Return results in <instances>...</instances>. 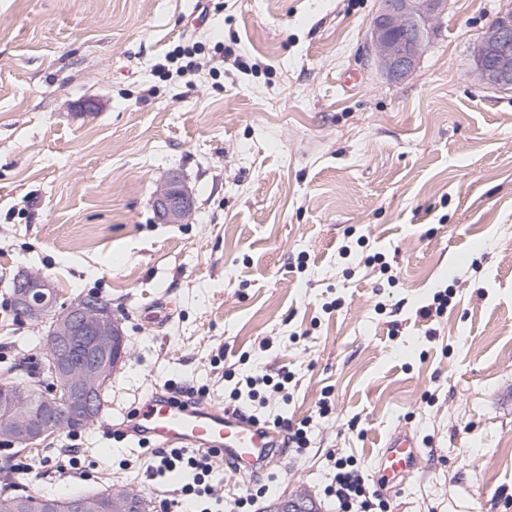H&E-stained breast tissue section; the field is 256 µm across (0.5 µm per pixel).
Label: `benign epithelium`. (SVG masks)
I'll return each instance as SVG.
<instances>
[{
    "label": "benign epithelium",
    "instance_id": "7a95c632",
    "mask_svg": "<svg viewBox=\"0 0 512 512\" xmlns=\"http://www.w3.org/2000/svg\"><path fill=\"white\" fill-rule=\"evenodd\" d=\"M448 0H379L368 35L372 60L392 82L407 79L430 46L436 21L447 11ZM475 71L486 86L512 91V12L498 16L486 28L473 53ZM153 209L163 224H183L194 209V197L176 172L166 176L153 199ZM14 301L31 323L52 321L43 346L53 371L52 382L41 398L37 391L0 387V418L23 411L24 419L0 431L5 445L28 446L38 439L57 435L65 412L82 425L96 419L94 396L105 381L108 368L101 357H124L122 322L109 305L88 299L58 303L51 280L24 271L15 280ZM140 497L127 489L94 498L83 494L69 501L72 512H132ZM270 512H314L304 499L285 497L273 503Z\"/></svg>",
    "mask_w": 512,
    "mask_h": 512
}]
</instances>
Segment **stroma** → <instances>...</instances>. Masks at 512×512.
<instances>
[{
  "instance_id": "1",
  "label": "stroma",
  "mask_w": 512,
  "mask_h": 512,
  "mask_svg": "<svg viewBox=\"0 0 512 512\" xmlns=\"http://www.w3.org/2000/svg\"><path fill=\"white\" fill-rule=\"evenodd\" d=\"M206 5L199 25L196 0H0V366L40 355L9 302L28 269L124 315L106 415L164 385L226 405L242 375L286 371L252 412L310 420L311 444L273 498L336 512L333 457L371 475L406 427L422 458L395 512H512V92L472 73L512 0H449L398 83L370 57L378 0ZM182 44L210 65L162 74ZM172 171L183 224L151 206ZM440 289L447 311L422 318ZM157 300L161 327L139 317ZM13 464L37 491L123 483L155 510L180 486L93 424Z\"/></svg>"
}]
</instances>
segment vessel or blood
<instances>
[{
    "label": "vessel or blood",
    "instance_id": "vessel-or-blood-1",
    "mask_svg": "<svg viewBox=\"0 0 512 512\" xmlns=\"http://www.w3.org/2000/svg\"><path fill=\"white\" fill-rule=\"evenodd\" d=\"M104 432L118 430L121 439L139 448H197L230 463L240 475L257 473L280 456L283 433L252 420L241 410L176 399L169 391L147 396L119 425L103 421ZM421 462L417 439L409 430L389 435L378 453L374 487L389 491L414 474Z\"/></svg>",
    "mask_w": 512,
    "mask_h": 512
}]
</instances>
